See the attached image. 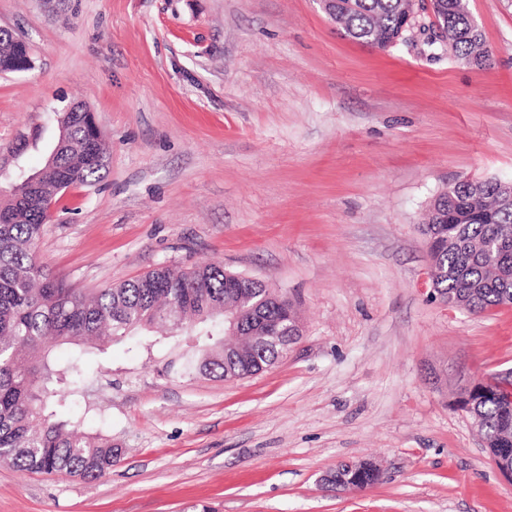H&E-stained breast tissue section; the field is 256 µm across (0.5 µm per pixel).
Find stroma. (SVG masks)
Instances as JSON below:
<instances>
[{
    "label": "stroma",
    "instance_id": "1",
    "mask_svg": "<svg viewBox=\"0 0 512 512\" xmlns=\"http://www.w3.org/2000/svg\"><path fill=\"white\" fill-rule=\"evenodd\" d=\"M468 4L487 67L434 55L428 9L381 51L318 0H0L34 61L0 74V185L43 167L75 102L108 151L100 181L55 197L39 262L88 293L220 263L302 323L236 380L173 370L200 343L183 332L93 350L57 416L120 463L91 480L0 461V512H512L457 404L512 369V305L445 302L420 228L449 184L512 183V0ZM365 459L374 486L321 483Z\"/></svg>",
    "mask_w": 512,
    "mask_h": 512
}]
</instances>
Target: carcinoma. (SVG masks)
Masks as SVG:
<instances>
[{"label":"carcinoma","instance_id":"carcinoma-1","mask_svg":"<svg viewBox=\"0 0 512 512\" xmlns=\"http://www.w3.org/2000/svg\"><path fill=\"white\" fill-rule=\"evenodd\" d=\"M442 27L440 41L463 64L489 65L485 46L467 0H432ZM413 0H328L325 11L346 35L385 50L403 40ZM59 137L51 149L53 166L34 172L0 196V459L37 473L66 472L81 478L106 476L120 460L112 439L66 430L50 408L76 403L81 385L83 351L57 356L56 348L89 340L112 343L137 329L172 326L213 339L215 330L201 324L224 319V292L234 273L210 262L182 270L157 268L118 286L84 294L47 273L39 264L36 244L49 219L54 197L74 184L101 179L103 144L90 143L91 126L84 112L58 114ZM512 185L498 180H460L429 205L423 232L429 238L436 271L433 286L441 297L472 313L512 304V277L495 267L512 266L508 252L497 247L512 236ZM234 301L254 320L295 317L293 305L258 279L239 290ZM244 357L216 354L211 360L183 357L180 371L198 370L244 378L273 365L284 349L245 337ZM485 392L469 401L472 417L482 426L488 453L512 448V378L491 377Z\"/></svg>","mask_w":512,"mask_h":512}]
</instances>
